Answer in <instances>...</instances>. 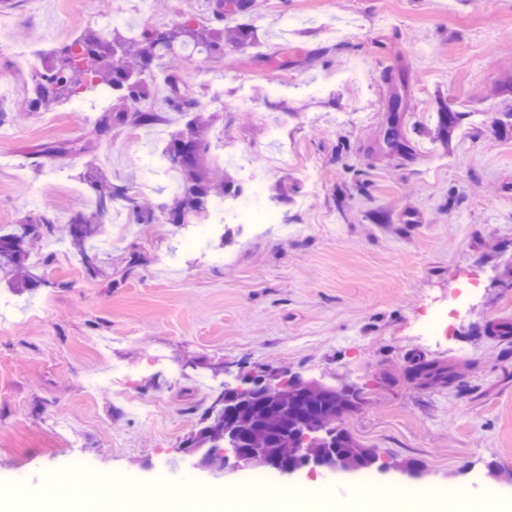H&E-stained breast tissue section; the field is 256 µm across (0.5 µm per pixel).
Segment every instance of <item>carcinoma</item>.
I'll list each match as a JSON object with an SVG mask.
<instances>
[{"label": "carcinoma", "instance_id": "obj_1", "mask_svg": "<svg viewBox=\"0 0 512 512\" xmlns=\"http://www.w3.org/2000/svg\"><path fill=\"white\" fill-rule=\"evenodd\" d=\"M256 8L257 0H217L201 21L152 28L136 39L118 30L107 36L86 32L63 51L45 57L39 73L32 78L31 105L47 108L82 91L108 88L112 90V106L95 123L97 134L107 139L116 126L146 127L154 123L151 76L155 69L162 70L166 74L162 103L180 112L184 119L182 127L170 133L163 149L164 160L180 175L179 190L167 207L166 220L169 224H194L205 219L216 202L240 195L242 186L215 177L218 167L207 159L211 119L201 103L184 94L179 70L164 61L184 56L189 50L208 58L226 49L250 45L253 27L249 20ZM462 116L464 113L453 111L449 104L441 106L436 113V137L447 138L448 129ZM83 178L94 194V210L75 212L62 228L51 216L41 213L0 232V258L5 259L11 279L21 280L28 287L36 285L35 267L29 263L31 253L60 231L87 272L96 274L97 266L87 248L104 232L105 218L118 202L128 206L138 222L149 224L154 220L155 209H145L143 197L131 186H113L97 167L88 168ZM358 405V395L349 388L331 393L327 387L314 384L297 395L259 387L253 399L238 408L237 432L249 446L267 449L269 459L292 460L323 451V445L308 446L295 434L305 427L324 428L335 433L333 448L341 466L370 469L376 462L373 450L360 445L341 426L343 417ZM190 442L199 448H222L224 425L207 412Z\"/></svg>", "mask_w": 512, "mask_h": 512}]
</instances>
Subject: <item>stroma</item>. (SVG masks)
<instances>
[{
  "instance_id": "1",
  "label": "stroma",
  "mask_w": 512,
  "mask_h": 512,
  "mask_svg": "<svg viewBox=\"0 0 512 512\" xmlns=\"http://www.w3.org/2000/svg\"><path fill=\"white\" fill-rule=\"evenodd\" d=\"M65 0H11L0 31V228L36 207L66 222L91 206L80 182L87 161L111 151L113 184L143 177L183 118L156 104V121L117 126L110 139L73 111L30 107L32 73L8 48L70 44L96 20L122 11L121 29L207 17L210 0H93V14L65 13ZM255 39L241 50L186 62V88L217 115L216 156L238 176L246 152L281 200L277 225L211 241L214 264L185 248L172 224L113 223L120 242L89 274L70 250L39 248V283L0 313V483L40 489L72 456L113 483L239 487L243 470L195 468L188 440L222 380L249 388L299 376L358 392L343 426L375 449L371 472L306 468L270 472L262 495L289 485L344 497L402 482L412 495L431 484L491 503L512 498V128L492 112L512 110V0H257ZM463 118L432 140L441 102ZM396 124L407 145L389 148ZM285 139L270 140L269 125ZM67 172L46 179L40 153ZM320 174L303 183L302 165ZM144 258L126 272L125 258ZM41 310H34L33 302ZM448 321L434 339L416 328L439 307ZM449 370L454 383L412 378L416 363ZM123 367L117 390L87 379ZM70 426L56 432L57 421ZM422 464L421 476L407 472Z\"/></svg>"
}]
</instances>
